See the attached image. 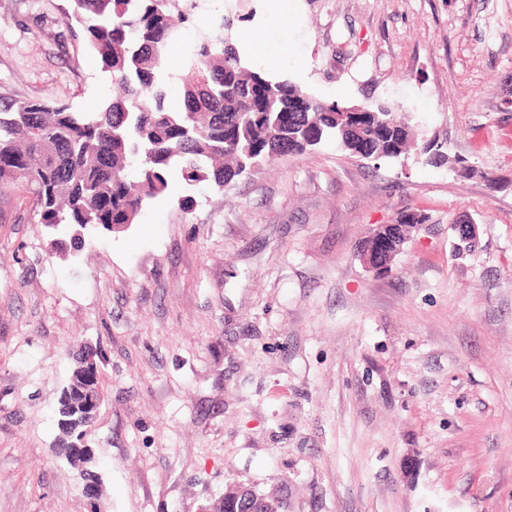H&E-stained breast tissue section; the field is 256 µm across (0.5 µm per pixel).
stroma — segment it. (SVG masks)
Masks as SVG:
<instances>
[{
	"label": "stroma",
	"instance_id": "35a3bbf8",
	"mask_svg": "<svg viewBox=\"0 0 512 512\" xmlns=\"http://www.w3.org/2000/svg\"><path fill=\"white\" fill-rule=\"evenodd\" d=\"M288 3L281 76L402 109L450 165L328 141L221 190L176 176L127 230L61 257L68 234L26 185L1 189L0 512H88L54 420L87 346L106 512H198L230 482L288 512H512V0ZM69 10L0 0V94L111 99ZM224 15L238 32L266 3L199 0L184 44ZM406 209L427 221L375 274L355 247ZM464 215L480 245L459 257ZM90 355L94 359V365L90 366L89 369L84 367V357L86 355ZM95 354L92 349L85 347V350L81 353V355L76 359L74 365L71 369V374L67 384L62 388L56 408V418L57 421L60 418H69L71 414V403H70V395L69 392L73 390V388L78 385L80 382H84L86 378H88V384L91 385V391L95 399L100 401V405L102 402V383L100 380V374L98 370L97 361L95 360ZM73 392V391H72Z\"/></svg>",
	"mask_w": 512,
	"mask_h": 512
}]
</instances>
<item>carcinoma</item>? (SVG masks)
I'll use <instances>...</instances> for the list:
<instances>
[{
    "mask_svg": "<svg viewBox=\"0 0 512 512\" xmlns=\"http://www.w3.org/2000/svg\"><path fill=\"white\" fill-rule=\"evenodd\" d=\"M70 19L81 26L120 93L112 100L75 107L68 103L0 96V186L19 179L35 197L40 223L72 227L71 241L85 244L86 224L111 229L133 224L143 206L168 192L177 172L187 182L219 190L244 172L333 140L350 154L398 159L415 152L424 163L448 162L442 144L419 140L400 112L374 110L358 131L338 122L345 104L321 103L286 79L243 64L231 38L232 24L187 47L176 105H169L163 49L181 40L184 0H71ZM87 348L62 388L56 418H69V392L86 380L102 400L98 365L84 367ZM285 512L273 493L229 483L202 505L206 512Z\"/></svg>",
    "mask_w": 512,
    "mask_h": 512,
    "instance_id": "cac0c4a2",
    "label": "carcinoma"
}]
</instances>
